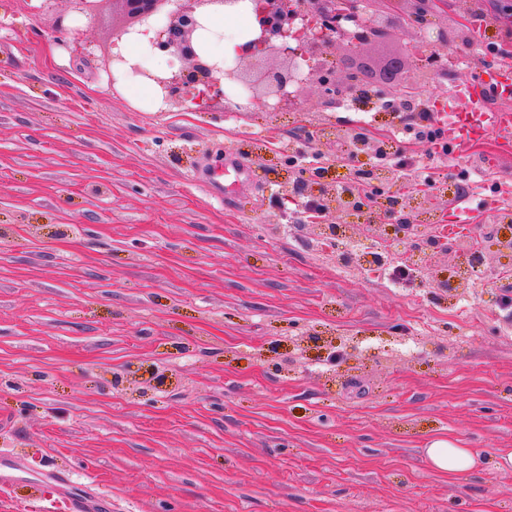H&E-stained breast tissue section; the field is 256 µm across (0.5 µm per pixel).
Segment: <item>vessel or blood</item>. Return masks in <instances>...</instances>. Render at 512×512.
<instances>
[{"label": "vessel or blood", "instance_id": "vessel-or-blood-1", "mask_svg": "<svg viewBox=\"0 0 512 512\" xmlns=\"http://www.w3.org/2000/svg\"><path fill=\"white\" fill-rule=\"evenodd\" d=\"M451 112L444 138L456 155H468L488 137H496L495 157L512 155V68L474 71L458 83L450 97ZM68 512H94V499L74 490L67 478L55 477L46 483Z\"/></svg>", "mask_w": 512, "mask_h": 512}]
</instances>
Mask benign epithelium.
Masks as SVG:
<instances>
[{
    "label": "benign epithelium",
    "instance_id": "1",
    "mask_svg": "<svg viewBox=\"0 0 512 512\" xmlns=\"http://www.w3.org/2000/svg\"><path fill=\"white\" fill-rule=\"evenodd\" d=\"M70 11L92 17L99 13L107 0H66ZM238 0H112V9L124 22L112 29V40L104 71L108 87L118 82L116 72L130 71L159 87L162 102L171 106H193L205 110L221 103L227 112H241L245 107L230 100L229 86L247 94L251 105L269 110L298 107L295 97L306 85L314 86L326 108L336 107L343 97L357 98V90L348 86L346 75L324 64L323 52L338 44L350 49L360 41L351 36L344 24L358 25L357 0H253L258 18L259 35L248 44V50L233 59L209 62L196 52L193 40L201 28V12L212 5L234 4ZM438 0H381L384 25L395 19L405 20L404 27L421 34L439 18ZM154 30L153 49L178 59L179 67L157 75L128 65L120 46L134 34ZM418 43L409 46L404 56L393 60L379 79L384 92L390 93L400 85L402 71L411 66ZM285 193H303L317 200L320 214L327 210L343 211L349 216L371 224V209L365 207L364 197L355 198L352 207L337 200L336 185L324 179L320 169L308 171Z\"/></svg>",
    "mask_w": 512,
    "mask_h": 512
}]
</instances>
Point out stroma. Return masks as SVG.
Here are the masks:
<instances>
[{
	"label": "stroma",
	"instance_id": "1",
	"mask_svg": "<svg viewBox=\"0 0 512 512\" xmlns=\"http://www.w3.org/2000/svg\"><path fill=\"white\" fill-rule=\"evenodd\" d=\"M450 2L460 48L478 43L474 10L512 21V0ZM36 5L0 0V459L22 468L0 512H45L56 472L103 512H512L497 466L512 448V200L449 223L450 183L512 185V160L488 167L481 147L448 166L404 142L421 167L390 189L420 224L370 233L328 213L355 247L341 263L296 202L276 220L300 176L280 150L332 182L347 141L318 129L377 135L403 113L327 109L311 86L293 112L145 111L106 89L111 11ZM62 12L89 57L58 45ZM467 75L405 81L444 115ZM232 159L248 180L216 197L208 180ZM432 235L448 249L426 255L427 279L390 280ZM473 251L485 264L451 287ZM448 438L480 466L433 469L425 450Z\"/></svg>",
	"mask_w": 512,
	"mask_h": 512
}]
</instances>
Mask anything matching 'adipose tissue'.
<instances>
[{"instance_id":"adipose-tissue-1","label":"adipose tissue","mask_w":512,"mask_h":512,"mask_svg":"<svg viewBox=\"0 0 512 512\" xmlns=\"http://www.w3.org/2000/svg\"><path fill=\"white\" fill-rule=\"evenodd\" d=\"M200 20L203 27L197 31L194 45L201 56L212 61L233 59L238 48L247 42L249 31L257 25L249 0L233 7H212ZM426 457L435 470L453 476L470 472L479 463L472 449L457 447L449 439L432 441Z\"/></svg>"}]
</instances>
